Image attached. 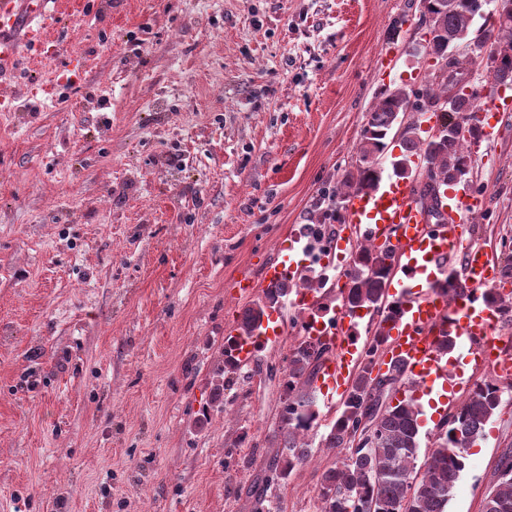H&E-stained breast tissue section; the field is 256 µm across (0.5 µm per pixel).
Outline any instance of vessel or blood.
Wrapping results in <instances>:
<instances>
[{"label":"vessel or blood","mask_w":512,"mask_h":512,"mask_svg":"<svg viewBox=\"0 0 512 512\" xmlns=\"http://www.w3.org/2000/svg\"><path fill=\"white\" fill-rule=\"evenodd\" d=\"M58 8L57 0H0L1 84L13 75L22 46L41 42L47 20ZM345 220L348 233L336 236V243L351 245L368 238L395 251L396 267L387 293L402 301L403 307L401 316L388 326L382 363L401 364L409 381L432 390L451 394L464 389L466 383L458 379L454 359L440 349V334L466 336L484 348L496 346L494 331L503 315L481 297L494 276L492 257L483 248L467 245L468 227L463 220L428 223L415 203L414 186L408 182H392L377 196H352ZM455 261L469 289L449 302L434 285ZM348 319L342 310L333 319L311 324L312 337L332 347L318 378L321 391L328 396L345 394L360 355L350 338ZM283 333V325L263 323L258 335L239 340L232 354L239 361H250L258 347Z\"/></svg>","instance_id":"1"}]
</instances>
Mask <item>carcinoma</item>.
<instances>
[{"label":"carcinoma","mask_w":512,"mask_h":512,"mask_svg":"<svg viewBox=\"0 0 512 512\" xmlns=\"http://www.w3.org/2000/svg\"><path fill=\"white\" fill-rule=\"evenodd\" d=\"M495 0H422V17L433 34L425 53L441 60L463 44L473 21L480 17L498 27L500 36L491 42L486 67L493 82L512 86V9L490 10ZM448 78L444 69H435L432 80L419 94L397 87L385 93L368 112L356 147L353 169L328 197L342 202L355 194L375 190L382 180L380 157L388 147L391 133L399 128L401 155L394 161L395 175L422 165L425 181L416 183V201L435 200L438 190L469 175L472 144L483 131L476 123L477 93L448 110L451 119L435 138L422 135L416 121L402 123L412 109L424 114L445 99ZM394 269L393 253L373 244L359 245L344 272L342 305L350 312L370 309L381 320L361 355L359 369L343 397L338 414L324 433L314 396V384L322 369L327 347L309 336L290 346L285 357L281 385L283 399L278 428L266 442L281 449L269 465L262 489L256 495V512H265L268 491L284 482L312 455L313 440L318 447L339 450L342 455L323 470L318 479L319 512H446L448 501L466 467V454L484 434L485 427L501 404L502 389L494 379L476 382L466 398L440 423L433 448L419 460V413L409 397L401 393V368L393 364L383 373H374L386 342L384 325L399 313L390 302L386 284ZM328 283L312 269L299 282H283L268 287L264 296L248 307L238 324L242 336H252L263 319L283 308L292 290L303 289L322 297ZM439 294L452 301L469 286L452 270L436 286ZM489 303L512 321V291L487 288ZM240 363L224 350V387L235 383ZM362 416L375 420L377 434L362 447H353L356 423ZM497 484L482 500V512H512V448L502 451L496 466Z\"/></svg>","instance_id":"cac0c4a2"}]
</instances>
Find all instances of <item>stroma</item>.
I'll return each mask as SVG.
<instances>
[{
	"label": "stroma",
	"instance_id": "obj_1",
	"mask_svg": "<svg viewBox=\"0 0 512 512\" xmlns=\"http://www.w3.org/2000/svg\"><path fill=\"white\" fill-rule=\"evenodd\" d=\"M420 0H66L0 100V512H254L279 377L213 394L224 333L350 170L366 116L422 90ZM472 149L468 242L512 246V112ZM250 276L249 291L236 289ZM512 391L447 512H480ZM319 453L270 512H318Z\"/></svg>",
	"mask_w": 512,
	"mask_h": 512
}]
</instances>
